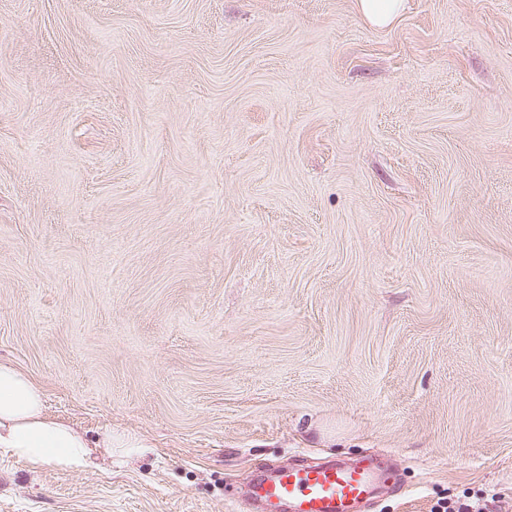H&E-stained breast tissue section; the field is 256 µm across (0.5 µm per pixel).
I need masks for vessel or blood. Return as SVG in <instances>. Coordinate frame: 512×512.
Masks as SVG:
<instances>
[{
	"instance_id": "b4317fda",
	"label": "vessel or blood",
	"mask_w": 512,
	"mask_h": 512,
	"mask_svg": "<svg viewBox=\"0 0 512 512\" xmlns=\"http://www.w3.org/2000/svg\"><path fill=\"white\" fill-rule=\"evenodd\" d=\"M390 478L389 472L370 464L283 467L258 480L246 503L263 512H350L370 500L374 486Z\"/></svg>"
}]
</instances>
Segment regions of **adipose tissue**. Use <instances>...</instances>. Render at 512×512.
<instances>
[{"label": "adipose tissue", "mask_w": 512, "mask_h": 512, "mask_svg": "<svg viewBox=\"0 0 512 512\" xmlns=\"http://www.w3.org/2000/svg\"><path fill=\"white\" fill-rule=\"evenodd\" d=\"M147 445L144 437L109 429L89 438L50 418L40 386L16 367L0 363V450L31 469L80 470L90 464L94 449Z\"/></svg>", "instance_id": "1"}]
</instances>
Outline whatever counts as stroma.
Listing matches in <instances>:
<instances>
[{"instance_id": "35a3bbf8", "label": "stroma", "mask_w": 512, "mask_h": 512, "mask_svg": "<svg viewBox=\"0 0 512 512\" xmlns=\"http://www.w3.org/2000/svg\"><path fill=\"white\" fill-rule=\"evenodd\" d=\"M0 362L151 443L0 512H512V0H0ZM361 16L371 25L386 27L391 25L403 12L405 0H357ZM390 478L388 471L372 464L282 467L257 481L247 496L245 510L259 505L269 512H350L352 506L370 500L374 486Z\"/></svg>"}]
</instances>
